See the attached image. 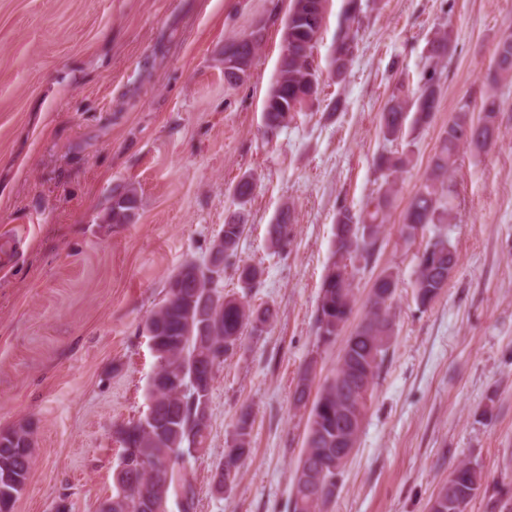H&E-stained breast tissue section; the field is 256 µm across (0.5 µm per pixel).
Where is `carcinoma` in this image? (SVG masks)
<instances>
[{"label":"carcinoma","instance_id":"1","mask_svg":"<svg viewBox=\"0 0 512 512\" xmlns=\"http://www.w3.org/2000/svg\"><path fill=\"white\" fill-rule=\"evenodd\" d=\"M360 5L358 0H347L344 10L346 25L340 27L331 54L330 64L340 57H353L357 46L356 22ZM324 15L294 13L289 10L284 31L288 32V44L295 53L288 58L287 67L277 69L275 80L268 92L263 122L267 128L279 130L286 127L302 111L303 105L319 91L320 73L313 65V49L322 28ZM261 42L259 33L252 32L231 42L224 50L229 57L237 55L254 57L256 46ZM454 35L444 30L429 44L431 72L419 87L417 95L407 101L394 97L381 114L380 130L387 140H397L403 134L406 121L413 127L427 126L438 106V67L448 58L453 48ZM512 79V61L506 64L494 63L493 80L480 103L482 117L471 116L469 103H463L454 117L448 121L439 139V144L429 162V172L419 189L409 201L400 225L401 235L414 239L430 224H449L454 219L451 182L460 150L476 148L488 150L500 137L497 124L501 103L495 93L501 80ZM410 162L407 151L381 154L375 160L376 168L382 172L384 184L378 194L360 211L342 207L336 213V242L331 261L322 283L316 318V336L323 343L334 342L339 335L336 326L345 324L355 304L354 280L359 268L357 259L369 262L376 252L379 234L384 227L388 211L395 194V182L389 180L405 170ZM253 189L252 178L242 176L233 187L234 196L243 204L247 203ZM139 207V198L133 188L120 193L113 201L111 219L122 224L126 212ZM245 230L241 216L233 215L224 220V262L237 256L240 240ZM292 232V211L286 205L275 223L268 225V240L274 247L288 243ZM459 254L443 237L430 243L418 258L413 284L416 301L422 307L434 301L447 286L448 269H456ZM189 269L183 279L181 291L189 295L206 297V302L215 309L213 325L207 337L198 341L197 325H188L183 315L181 298L169 288L162 303L149 316V320L161 328L163 353L157 360L164 362L159 375L164 379L183 377L190 389L181 394L177 387L164 386L158 391L161 405L160 427L163 437L158 443L147 438L149 448L140 449L151 463L150 469L142 472H127L113 495L130 503L141 498L146 492L153 496L157 506H167L171 490L177 488L183 496V512H195V489L185 475L176 471L175 466L184 459H191L205 448L207 429L195 420L194 404L199 389L211 390L215 372L208 371L220 356L232 355L241 345L245 329L257 335L262 334L275 322L277 313L269 307L255 308L235 297L224 295L222 287L224 269L213 270L208 262H184L177 272ZM240 287L251 289L259 282L263 271L255 265L237 266ZM379 287L390 291L386 298L368 300L370 316L368 328L354 333L342 348L340 360L344 366L336 368L331 377L322 385L317 399L313 402L308 421V430L297 468L292 479V492L288 501V512H326L328 504L336 495V478L343 476L347 460L336 453V437L344 428L336 424L346 405L359 411L365 418L367 403L375 380L379 375L387 344L394 332L391 305L397 281L393 274L378 275ZM196 374L199 386L191 384V374ZM253 415L249 407L240 409L234 431L224 458L217 468L224 471V484L234 482L241 462L251 452ZM33 454L19 441H12L9 432L0 435V464L16 479H28ZM483 485L482 472L476 466L464 470L463 477L456 484L446 482L441 489L447 497L462 498L466 503L479 493Z\"/></svg>","mask_w":512,"mask_h":512}]
</instances>
